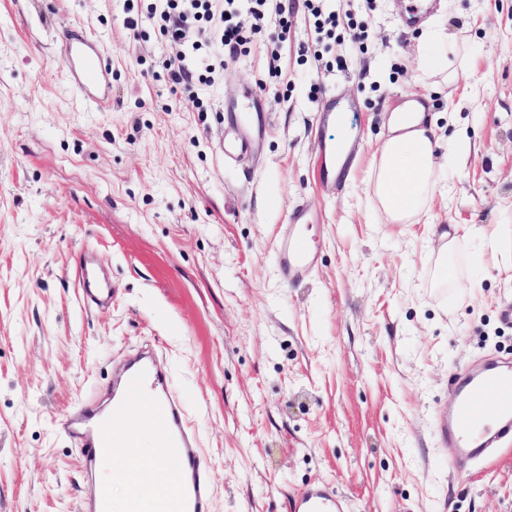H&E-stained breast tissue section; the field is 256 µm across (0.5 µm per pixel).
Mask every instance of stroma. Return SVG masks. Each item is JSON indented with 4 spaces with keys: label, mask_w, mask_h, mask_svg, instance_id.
Returning a JSON list of instances; mask_svg holds the SVG:
<instances>
[{
    "label": "stroma",
    "mask_w": 512,
    "mask_h": 512,
    "mask_svg": "<svg viewBox=\"0 0 512 512\" xmlns=\"http://www.w3.org/2000/svg\"><path fill=\"white\" fill-rule=\"evenodd\" d=\"M403 2L332 0L343 21L320 37L304 0H286L287 42L270 22L204 85L174 82L175 45L147 14L128 29L124 0H0V512H78L90 487L60 422L145 344L196 430L210 512H295L316 485L348 512H512V448L460 465L436 425L460 372L512 360V246L488 241L512 214V0H425L412 28ZM68 29L110 55L106 108L71 92ZM262 81L260 130L230 151L226 108ZM329 88L364 134L332 189L320 148L343 130L315 120ZM412 99L439 163L426 209L390 224L366 184ZM300 201L319 218L318 261L287 280L280 231ZM91 259L115 288L103 307L79 285Z\"/></svg>",
    "instance_id": "35a3bbf8"
}]
</instances>
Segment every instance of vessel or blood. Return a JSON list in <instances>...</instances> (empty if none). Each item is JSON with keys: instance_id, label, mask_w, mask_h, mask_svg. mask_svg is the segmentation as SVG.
<instances>
[{"instance_id": "obj_1", "label": "vessel or blood", "mask_w": 512, "mask_h": 512, "mask_svg": "<svg viewBox=\"0 0 512 512\" xmlns=\"http://www.w3.org/2000/svg\"><path fill=\"white\" fill-rule=\"evenodd\" d=\"M63 39L60 56L76 97L85 105L102 107L108 56L79 32H66ZM260 102L259 91H247L232 108L236 120L249 122ZM350 110V103L330 91L317 109L320 122L346 129L342 139L325 142L322 147L320 179L327 185L345 172L359 136L358 129L348 124ZM314 221L306 207L299 205L290 211L278 250L284 276L292 279L310 268L317 244L305 229ZM110 397L108 412H101L92 400L62 424L81 441L87 476H96L101 461L121 462L132 466L136 474L171 487L164 501L141 500L131 512H209L210 487L196 432L151 352L138 353L127 362L122 376L112 384ZM143 431L149 433L153 447L164 451L161 469L140 463L137 444ZM440 431L459 458H486L490 448L512 437V365L495 363L467 374L457 387L452 409L440 421ZM79 512H111L106 483H99L82 499ZM295 512H345V506L327 488L311 486L297 498Z\"/></svg>"}]
</instances>
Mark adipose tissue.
Instances as JSON below:
<instances>
[{"label": "adipose tissue", "instance_id": "adipose-tissue-1", "mask_svg": "<svg viewBox=\"0 0 512 512\" xmlns=\"http://www.w3.org/2000/svg\"><path fill=\"white\" fill-rule=\"evenodd\" d=\"M438 137L424 115L401 106L391 112L388 133L373 158L369 188L388 223L407 224L433 191Z\"/></svg>", "mask_w": 512, "mask_h": 512}]
</instances>
